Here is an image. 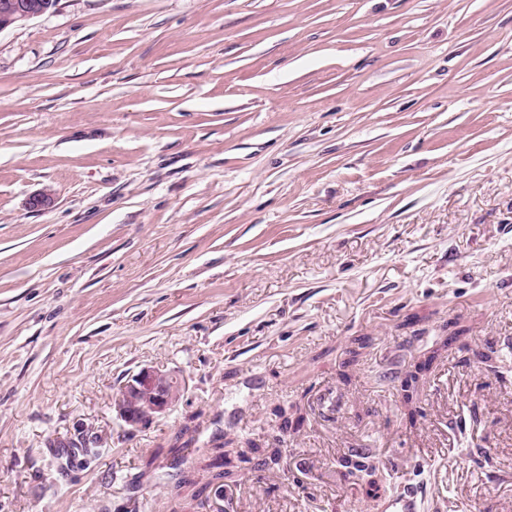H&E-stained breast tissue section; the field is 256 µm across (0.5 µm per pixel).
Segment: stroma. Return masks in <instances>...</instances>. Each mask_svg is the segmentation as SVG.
I'll use <instances>...</instances> for the list:
<instances>
[{
	"label": "stroma",
	"instance_id": "stroma-1",
	"mask_svg": "<svg viewBox=\"0 0 512 512\" xmlns=\"http://www.w3.org/2000/svg\"><path fill=\"white\" fill-rule=\"evenodd\" d=\"M147 367L182 393L132 431ZM407 485L512 512V0H58L1 31L0 512Z\"/></svg>",
	"mask_w": 512,
	"mask_h": 512
}]
</instances>
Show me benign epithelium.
I'll use <instances>...</instances> for the list:
<instances>
[{
    "label": "benign epithelium",
    "instance_id": "1",
    "mask_svg": "<svg viewBox=\"0 0 512 512\" xmlns=\"http://www.w3.org/2000/svg\"><path fill=\"white\" fill-rule=\"evenodd\" d=\"M48 6L36 8L29 0H13V5L0 22V32L21 26L45 13ZM180 388L172 382L169 372L147 368L131 376L113 402V410L128 426L138 428L156 415L170 409L178 400Z\"/></svg>",
    "mask_w": 512,
    "mask_h": 512
}]
</instances>
